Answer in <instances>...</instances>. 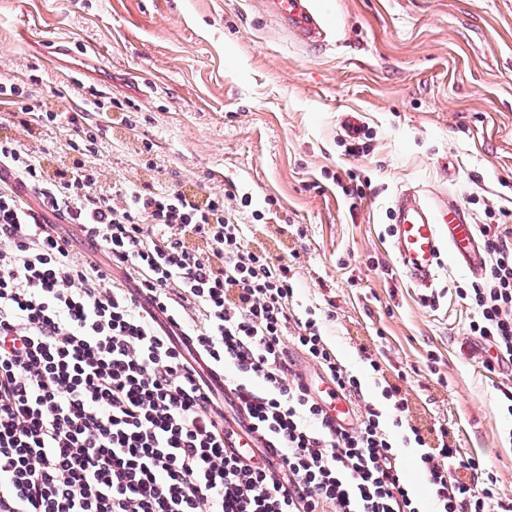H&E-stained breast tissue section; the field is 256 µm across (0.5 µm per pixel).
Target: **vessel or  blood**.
<instances>
[{"label": "vessel or blood", "mask_w": 512, "mask_h": 512, "mask_svg": "<svg viewBox=\"0 0 512 512\" xmlns=\"http://www.w3.org/2000/svg\"><path fill=\"white\" fill-rule=\"evenodd\" d=\"M265 14L275 20L289 38L308 51L330 46L332 35L313 0H259ZM392 248L404 274L418 287L432 288L442 255L480 276L486 257L468 214L447 195L429 196L422 190L401 191L394 201ZM327 416L332 423L354 424L353 407L343 395L332 396Z\"/></svg>", "instance_id": "vessel-or-blood-1"}]
</instances>
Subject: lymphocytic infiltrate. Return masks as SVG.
Returning <instances> with one entry per match:
<instances>
[{
	"instance_id": "1",
	"label": "lymphocytic infiltrate",
	"mask_w": 512,
	"mask_h": 512,
	"mask_svg": "<svg viewBox=\"0 0 512 512\" xmlns=\"http://www.w3.org/2000/svg\"><path fill=\"white\" fill-rule=\"evenodd\" d=\"M84 110L38 101L15 115L52 123L80 158L0 140V512H423L401 461L419 449L434 512H512L482 461L421 429L397 436L408 400L385 384L394 420L358 407L332 428L294 370L299 349L344 396L361 381L300 309L292 267L224 213L179 187H99ZM33 189L25 204L18 186ZM78 227L108 265L76 260ZM484 275L458 289L473 312L470 355L512 367V226L481 224ZM224 373L227 406L195 367Z\"/></svg>"
}]
</instances>
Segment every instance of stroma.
I'll return each mask as SVG.
<instances>
[{"label": "stroma", "mask_w": 512, "mask_h": 512, "mask_svg": "<svg viewBox=\"0 0 512 512\" xmlns=\"http://www.w3.org/2000/svg\"><path fill=\"white\" fill-rule=\"evenodd\" d=\"M331 46L309 53L253 0H0V79L19 103L113 101L98 115L101 184H179L248 221L247 239L291 257L299 302L333 308L323 334L384 411L364 360L409 400L408 420L448 427L512 498V375L463 348L473 317L444 262L434 306L392 249V200L447 192L474 223L512 225V0H316ZM367 136L349 150L346 117ZM12 137L69 162L65 128ZM360 194L342 191L350 175ZM261 220H252L253 211Z\"/></svg>", "instance_id": "stroma-1"}]
</instances>
